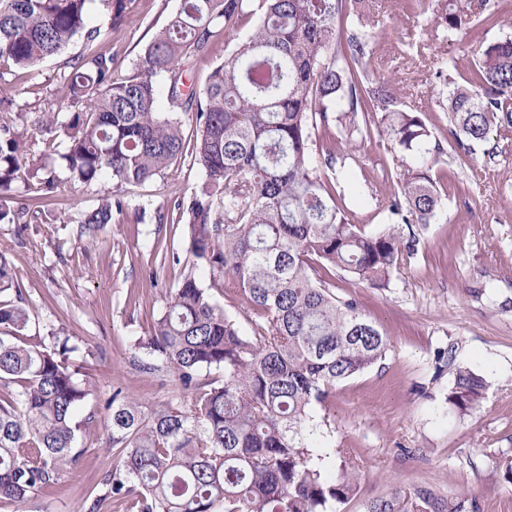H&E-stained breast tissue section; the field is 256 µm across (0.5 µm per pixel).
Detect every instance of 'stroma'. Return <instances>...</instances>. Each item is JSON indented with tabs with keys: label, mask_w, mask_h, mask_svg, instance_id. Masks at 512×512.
Instances as JSON below:
<instances>
[{
	"label": "stroma",
	"mask_w": 512,
	"mask_h": 512,
	"mask_svg": "<svg viewBox=\"0 0 512 512\" xmlns=\"http://www.w3.org/2000/svg\"><path fill=\"white\" fill-rule=\"evenodd\" d=\"M178 0H127L119 27H111L104 0H89L87 27L94 41L79 36L58 56L40 64L27 81L0 80V99L13 100V117L27 133L31 157L45 149L33 121L65 106L53 93L65 61L88 50L110 56L115 74L132 73L145 46L176 10ZM375 14L385 35L368 67L396 86L404 109L423 113L444 147L436 171L447 173L443 207L432 223L417 227L414 255L394 273L390 287L336 279L338 294L355 296L390 340L386 359L337 387L328 404L338 448L359 466L360 492L335 512H364L365 501L392 485L426 486L445 496L476 498L480 512H512V484L492 475L493 456L512 455V146L495 161L482 147L457 155L448 122L436 104L429 66L437 57H460L480 43L475 33L430 37L414 18L398 14L396 0H378ZM341 154L356 159L354 171L373 184L369 197L347 195L353 223L366 232L386 227L377 202L386 198L403 167L390 145L375 140ZM49 212H37L25 230L0 224L6 252L24 284L31 336L58 332L80 350L71 361L94 392L79 412L90 425L78 439L83 453L55 488L0 512H126L109 498L104 476L117 459L106 447L103 423L115 391L157 404L175 391L166 368H140L133 344L148 335L164 297L180 277V266L156 256V241L182 249L168 224L155 221L157 208L189 201L203 182L202 169L185 160L174 170L127 190L126 208L93 243L76 239L62 216L95 208L113 184L74 183L56 170ZM455 345L458 362L483 373L488 386L480 411L462 415L445 400L451 374L435 376L434 355Z\"/></svg>",
	"instance_id": "stroma-1"
}]
</instances>
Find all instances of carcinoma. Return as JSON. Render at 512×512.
Masks as SVG:
<instances>
[{"mask_svg": "<svg viewBox=\"0 0 512 512\" xmlns=\"http://www.w3.org/2000/svg\"><path fill=\"white\" fill-rule=\"evenodd\" d=\"M88 0H0V77H25L86 31ZM433 31L465 34L505 25L498 12L475 15L462 0H408ZM259 15L253 33L224 56L203 88L190 82L193 63L216 38ZM376 38L372 0H179L146 47L136 70L113 73L112 58L89 52L66 62L56 79L64 113L44 112L48 161L26 166V140L0 122V223L20 224L25 208L8 204L15 181L32 199L55 188V165L84 185L112 178L138 186L189 157L206 181L188 206L160 211L158 224L181 226L187 244L176 287L151 332L135 350L160 361L186 397L150 408L112 395L106 445L119 460L106 476L131 512H332L358 489L355 463L316 441L331 428L318 416L336 387L385 360L383 328L352 295L334 292L336 274L374 288L389 286L418 242L414 224L441 209L433 176L440 142L422 113L400 107L389 81L367 70ZM165 78L159 85L156 78ZM438 97L454 151L479 143L498 156L512 133V36L482 41L468 66L436 63ZM193 116L185 135L177 114ZM385 138L408 162L382 207L394 224L372 235L351 222L346 180L359 196L369 179L336 171L339 140ZM124 197L114 194L73 218L79 239L93 238ZM204 268L209 285L195 271ZM236 290L241 320L224 313L211 290ZM0 502L21 504L50 491L81 456L77 410L92 394L70 369L67 341L25 335L30 312L21 277L0 251ZM449 372L446 401L462 414L485 398L483 374L456 361L454 347L435 354L433 378ZM495 474L512 483V458L496 457ZM364 512H480L477 499L439 496L426 487L392 486Z\"/></svg>", "mask_w": 512, "mask_h": 512, "instance_id": "obj_1", "label": "carcinoma"}]
</instances>
